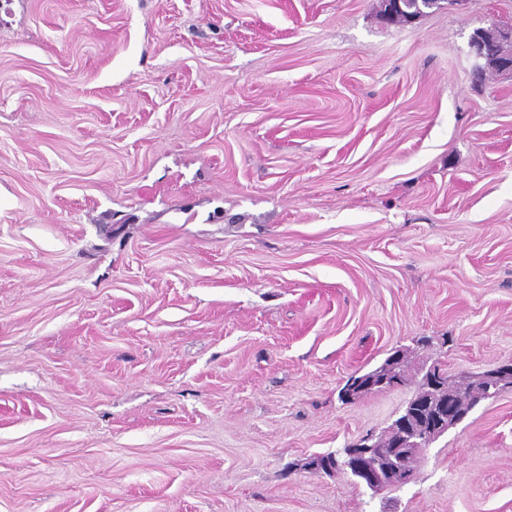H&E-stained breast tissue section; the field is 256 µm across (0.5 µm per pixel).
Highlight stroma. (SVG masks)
Masks as SVG:
<instances>
[{"label":"stroma","mask_w":512,"mask_h":512,"mask_svg":"<svg viewBox=\"0 0 512 512\" xmlns=\"http://www.w3.org/2000/svg\"><path fill=\"white\" fill-rule=\"evenodd\" d=\"M512 0H0V512H512V388L379 494L317 454L512 362ZM445 0H385L384 16H403L406 23H414L428 10L436 8ZM470 48L496 71L512 74V28H498L494 39H489L485 30H478L471 36ZM405 352L406 357V370L404 371L400 370V364L396 363V360L398 361V358H395L392 360L391 365L387 367L386 369V377L378 384L374 383V380H370L366 383H364L363 380H351L348 384V396L353 400L362 394L366 392L367 390H370L374 387H381L380 390L383 389H391L394 387L402 386L406 383V377L408 376V363H407V351ZM406 374V376H405ZM395 376L394 379L390 381L388 385H386L387 381L390 377Z\"/></svg>","instance_id":"35a3bbf8"}]
</instances>
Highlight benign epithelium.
Wrapping results in <instances>:
<instances>
[{
    "label": "benign epithelium",
    "mask_w": 512,
    "mask_h": 512,
    "mask_svg": "<svg viewBox=\"0 0 512 512\" xmlns=\"http://www.w3.org/2000/svg\"><path fill=\"white\" fill-rule=\"evenodd\" d=\"M441 2L443 0H384V16L399 14L404 22L413 23ZM470 48L476 57L485 60L496 71L512 74V28L496 30L493 39L488 38L485 31L478 30L471 36ZM418 373L428 382V394L414 395L408 407L404 408V414L397 417L386 430V433L395 432L398 436L395 460L383 468L369 464L377 445L374 435L370 433L353 445L354 452L348 458L322 461L315 456L310 460V469L328 474L349 470L374 493L408 483L414 475L409 461L422 456L424 446L462 421L453 400L448 396L447 385L435 375V364L420 365ZM482 377L504 389L511 387L512 365L498 366L482 373ZM405 383V373L400 370V364L393 361L386 369V379L378 384L372 380L350 381L348 396L355 399L376 386L391 389Z\"/></svg>",
    "instance_id": "obj_1"
}]
</instances>
